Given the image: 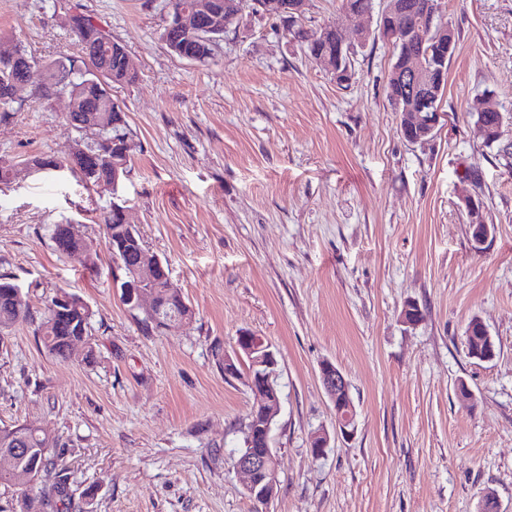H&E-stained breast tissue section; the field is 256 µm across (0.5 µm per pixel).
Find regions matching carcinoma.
<instances>
[{
	"instance_id": "cac0c4a2",
	"label": "carcinoma",
	"mask_w": 512,
	"mask_h": 512,
	"mask_svg": "<svg viewBox=\"0 0 512 512\" xmlns=\"http://www.w3.org/2000/svg\"><path fill=\"white\" fill-rule=\"evenodd\" d=\"M397 3L402 6L401 22L413 26L415 22L425 20L423 35L429 37L430 41L421 44L420 35L416 33L406 38L400 35L388 39L394 50L393 66L401 67L407 64L423 47L441 55V67L432 75L434 92L423 103L425 110H435L440 106L446 91V75L456 52L457 38H452L444 47L432 41L442 26L440 0H397ZM278 18L287 23L288 36L305 45L313 60H318L321 55L336 52L342 38L341 30L326 25L312 31L292 21L287 14H280ZM69 25L80 46V54L60 57L45 63L46 83L41 96L68 94L77 111L68 113L67 121L77 129L80 125L76 124L75 120L81 112L105 110L111 115L124 114L120 105L112 99L109 87L134 79V73L125 64V47L112 39L102 41V28L83 12L71 17ZM221 37V32L209 34L202 30L188 33L168 27L161 33V40L172 53L182 59L191 58L197 63H206L213 58ZM28 60H33V57L24 49L20 50V59L13 63L0 60V114L3 116L17 110V101L9 97V89L15 84L29 81L31 69L26 65ZM386 95L394 111H411V102L402 98L399 87L390 79L387 80ZM482 104L483 100L480 97L473 98L469 103L468 112L473 117L483 114L484 122L489 127L486 141L493 144L502 136L499 116L496 112L482 111ZM92 135V141L85 147L82 155L73 157L65 165L47 156L38 158V161L45 170L57 171L67 167L70 171L79 173L85 183L105 186L111 177L112 142L117 140L127 145V153L124 156V162L127 164L131 162L133 142L125 120L119 125L109 124L101 129H94ZM121 223L123 218L112 210L103 212L104 244L107 248H112V225ZM65 229L64 223L56 224L53 228V241L56 249L62 253H68L77 246L72 238L66 236ZM156 292L167 310L173 311L179 289L169 288L167 283L160 282ZM51 304L52 300L49 299L44 305L37 333L48 354L58 359H66L69 356L70 341L73 340L70 336V325L74 322L90 325L91 311L81 307L55 313ZM32 316L33 312L27 300H16L12 295V283L0 278V331L27 321ZM25 435L26 447L33 449L27 461L41 466L42 469L40 495L46 508L50 509V512H68L71 503L66 480L63 475L56 472L52 451L42 452V448L45 447L44 433L34 427H27Z\"/></svg>"
}]
</instances>
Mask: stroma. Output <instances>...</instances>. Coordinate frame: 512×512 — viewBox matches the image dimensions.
I'll use <instances>...</instances> for the list:
<instances>
[{"label":"stroma","mask_w":512,"mask_h":512,"mask_svg":"<svg viewBox=\"0 0 512 512\" xmlns=\"http://www.w3.org/2000/svg\"><path fill=\"white\" fill-rule=\"evenodd\" d=\"M382 7L354 17L340 0H309L304 28L337 23L354 43L340 86L281 20L248 11L200 64L160 40L167 0H0V50L76 53L69 18L82 12L135 73L112 89L134 143L115 194L67 170L23 169L40 154L69 161L88 138L67 123L66 95L35 98L42 69L0 117V159L18 166L0 183V277L35 313L0 334V428L56 438L76 512H254L234 459L257 397L247 365L224 375L243 333L271 346L281 387L267 512H478L488 490L512 512V161L467 112L491 92L512 141V0H442L458 46L447 121L422 144L402 137L386 97ZM359 28L370 32L361 44ZM465 191L493 227L480 251ZM115 200L195 312L178 331L147 328L121 300L123 272L102 245ZM64 220L98 244L96 263L56 251ZM60 291L92 312L88 343L65 361L36 333ZM410 302L412 325L401 319ZM474 318L493 361L467 353ZM325 359L350 383L349 438L319 380ZM320 429L331 442L318 458Z\"/></svg>","instance_id":"35a3bbf8"}]
</instances>
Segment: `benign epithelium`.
<instances>
[{"mask_svg": "<svg viewBox=\"0 0 512 512\" xmlns=\"http://www.w3.org/2000/svg\"><path fill=\"white\" fill-rule=\"evenodd\" d=\"M255 9L265 14L287 13L302 15L308 7V0H252L251 3H240L239 11L224 18V26L240 18L246 8ZM400 11L396 0H385V7L380 14V32L390 29L397 30L395 23ZM198 15L195 10H185L173 16L172 26L186 30L197 29ZM219 21H214L210 28L217 29ZM392 79L403 90L411 95L422 94L426 80V66L418 59L393 70ZM442 113L437 112H405L401 122L404 131H416L418 137L413 142H425L434 138L439 131ZM462 206L471 217L472 240L476 248H481L491 234V227L479 219L480 206L470 194L461 197ZM169 278L168 267L157 256L150 253L146 246L138 247L136 259L130 266L128 277L121 282V294L132 310L145 309V315L160 324L159 330L172 332L195 316L193 308L181 301L182 315L166 317L163 305L155 292V283ZM476 330H468L472 337V350L478 358L491 361L496 352L487 341L491 337L480 320H475ZM247 358L250 368L246 383L259 397L260 402L254 406L249 415L246 429V450L235 460V467L246 478V491L249 496L261 505L270 504L278 494L277 462L272 448V429L281 402V394L277 386L275 371L276 358L274 352L264 342L250 334L238 337L234 354H224V376L235 378L239 375L237 364ZM320 380L332 404L336 429L345 436H351L356 429V408L350 395L349 383L342 371L330 360L326 359L319 366ZM331 437L325 430L315 432L311 437L310 451L319 457L329 448ZM259 447H254V444ZM0 468L12 472L19 484L31 485L41 474L39 467L25 465L21 462V449L12 448L0 451Z\"/></svg>", "mask_w": 512, "mask_h": 512, "instance_id": "1", "label": "benign epithelium"}]
</instances>
